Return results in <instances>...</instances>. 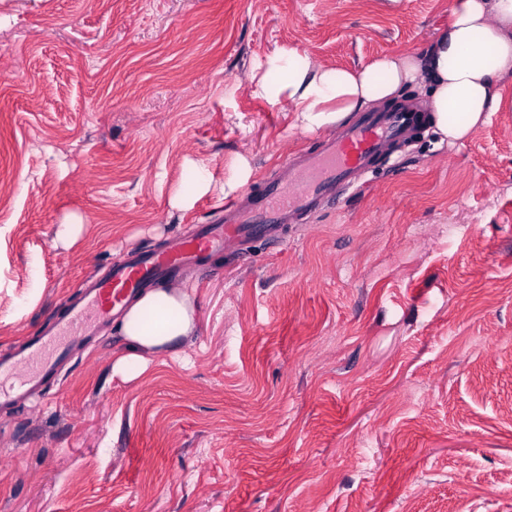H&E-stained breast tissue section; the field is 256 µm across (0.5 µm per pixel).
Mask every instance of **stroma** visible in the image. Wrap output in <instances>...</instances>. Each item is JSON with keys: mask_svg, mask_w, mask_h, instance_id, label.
Instances as JSON below:
<instances>
[{"mask_svg": "<svg viewBox=\"0 0 512 512\" xmlns=\"http://www.w3.org/2000/svg\"><path fill=\"white\" fill-rule=\"evenodd\" d=\"M451 3L0 0V356L329 136L257 65L416 51ZM400 154L172 279L196 329L140 377L110 323L0 408V512H512V112Z\"/></svg>", "mask_w": 512, "mask_h": 512, "instance_id": "stroma-1", "label": "stroma"}]
</instances>
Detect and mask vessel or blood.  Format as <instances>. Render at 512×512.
I'll return each instance as SVG.
<instances>
[{"label":"vessel or blood","instance_id":"1","mask_svg":"<svg viewBox=\"0 0 512 512\" xmlns=\"http://www.w3.org/2000/svg\"><path fill=\"white\" fill-rule=\"evenodd\" d=\"M418 126L416 111L404 105L362 113L356 121L338 125L318 151L285 159L283 177L267 181L260 192L225 202L222 221L198 225L191 235L177 237L165 249L131 254L105 276L80 285L64 319L0 359V405L58 381L63 363L127 298L166 275L201 264L226 243L275 237L294 214L341 197L353 180L374 172L385 159V146L407 138Z\"/></svg>","mask_w":512,"mask_h":512}]
</instances>
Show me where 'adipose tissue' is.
<instances>
[{
	"mask_svg": "<svg viewBox=\"0 0 512 512\" xmlns=\"http://www.w3.org/2000/svg\"><path fill=\"white\" fill-rule=\"evenodd\" d=\"M512 78V0H452L447 26L425 48L385 55L365 66L335 68L291 49L268 57L255 96L286 106L304 129L333 128L352 113L389 103L409 87L430 89L429 119L448 142L461 141L505 104L500 85ZM189 293L162 286L136 296L118 321L126 346L112 364L127 379L150 356L174 349L195 329Z\"/></svg>",
	"mask_w": 512,
	"mask_h": 512,
	"instance_id": "ef3b65f1",
	"label": "adipose tissue"
}]
</instances>
